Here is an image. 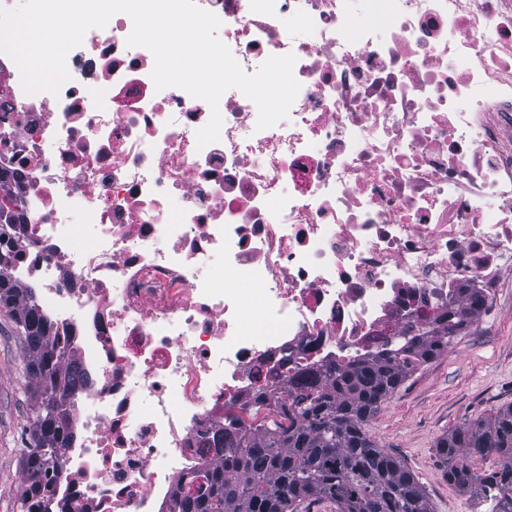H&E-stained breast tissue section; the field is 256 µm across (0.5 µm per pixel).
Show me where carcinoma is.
I'll list each match as a JSON object with an SVG mask.
<instances>
[{"instance_id": "carcinoma-1", "label": "carcinoma", "mask_w": 512, "mask_h": 512, "mask_svg": "<svg viewBox=\"0 0 512 512\" xmlns=\"http://www.w3.org/2000/svg\"><path fill=\"white\" fill-rule=\"evenodd\" d=\"M10 209H0V267L17 248ZM22 288L0 273V307L9 310L21 335L33 399V421L20 489L23 512H49L50 471L70 439L64 400L84 382V373L50 342L51 325L39 307L25 303ZM433 320L404 334L395 346L349 364L307 369L292 376L275 369L270 389L241 410L281 413L288 425L244 426L224 413V425L203 438L222 454L205 468L181 476L169 512H300L311 500H330L339 512H433L413 473L378 448L364 423L421 365L448 350L485 308L477 292L461 289ZM437 453L448 482L483 490L497 487L501 512H512V405L488 421L454 429L440 438ZM473 455H495L500 468L479 473Z\"/></svg>"}]
</instances>
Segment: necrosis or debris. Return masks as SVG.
<instances>
[{"instance_id":"1","label":"necrosis or debris","mask_w":512,"mask_h":512,"mask_svg":"<svg viewBox=\"0 0 512 512\" xmlns=\"http://www.w3.org/2000/svg\"><path fill=\"white\" fill-rule=\"evenodd\" d=\"M249 74L294 54L260 130L236 89H156L131 18L90 29L58 93L0 90L18 260L87 381L50 512H165L203 433L273 368L399 342L467 284L512 288V0H196Z\"/></svg>"}]
</instances>
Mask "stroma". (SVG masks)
<instances>
[{
    "label": "stroma",
    "instance_id": "35a3bbf8",
    "mask_svg": "<svg viewBox=\"0 0 512 512\" xmlns=\"http://www.w3.org/2000/svg\"><path fill=\"white\" fill-rule=\"evenodd\" d=\"M22 367L18 330L0 310V512H20L32 403ZM511 404L512 288H506L488 301L482 320L412 374L364 429L414 474L434 512H495L494 493L448 484L436 443Z\"/></svg>",
    "mask_w": 512,
    "mask_h": 512
}]
</instances>
